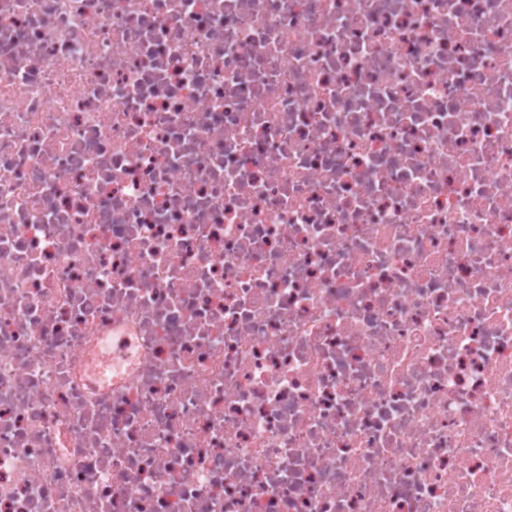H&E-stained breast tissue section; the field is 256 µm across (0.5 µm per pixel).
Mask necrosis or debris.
I'll return each mask as SVG.
<instances>
[{
	"instance_id": "necrosis-or-debris-1",
	"label": "necrosis or debris",
	"mask_w": 512,
	"mask_h": 512,
	"mask_svg": "<svg viewBox=\"0 0 512 512\" xmlns=\"http://www.w3.org/2000/svg\"><path fill=\"white\" fill-rule=\"evenodd\" d=\"M0 512H512V0H0Z\"/></svg>"
}]
</instances>
